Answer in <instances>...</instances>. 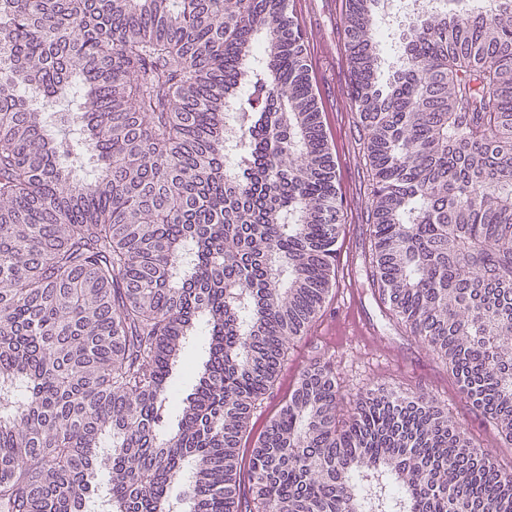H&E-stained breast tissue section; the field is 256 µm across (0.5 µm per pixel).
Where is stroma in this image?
I'll list each match as a JSON object with an SVG mask.
<instances>
[{
    "label": "stroma",
    "mask_w": 512,
    "mask_h": 512,
    "mask_svg": "<svg viewBox=\"0 0 512 512\" xmlns=\"http://www.w3.org/2000/svg\"><path fill=\"white\" fill-rule=\"evenodd\" d=\"M290 4L303 33L304 55L316 96L323 103V126L337 161L343 227L336 254L348 261L345 275L375 333L366 338L348 335L345 321L338 318L342 290L332 288L309 331L291 344L272 392L254 410L242 452L250 454L265 425L285 405L301 373L320 361L328 364L348 400L376 386L405 395L435 397L449 416L467 428L487 457L512 472V447H507L492 423L471 406L445 364L415 337L388 322L370 286L371 272L365 261L371 240L370 171L363 158L365 131L350 99L349 49L340 37L346 0H290Z\"/></svg>",
    "instance_id": "1"
}]
</instances>
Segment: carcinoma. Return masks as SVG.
I'll return each instance as SVG.
<instances>
[{
  "label": "carcinoma",
  "mask_w": 512,
  "mask_h": 512,
  "mask_svg": "<svg viewBox=\"0 0 512 512\" xmlns=\"http://www.w3.org/2000/svg\"><path fill=\"white\" fill-rule=\"evenodd\" d=\"M348 2L373 285L512 445V0L411 18L391 71L378 0ZM302 42L290 0H0V512H94L101 473L116 512H241L342 230ZM249 476V512H512L433 397L346 409L321 367Z\"/></svg>",
  "instance_id": "cac0c4a2"
}]
</instances>
